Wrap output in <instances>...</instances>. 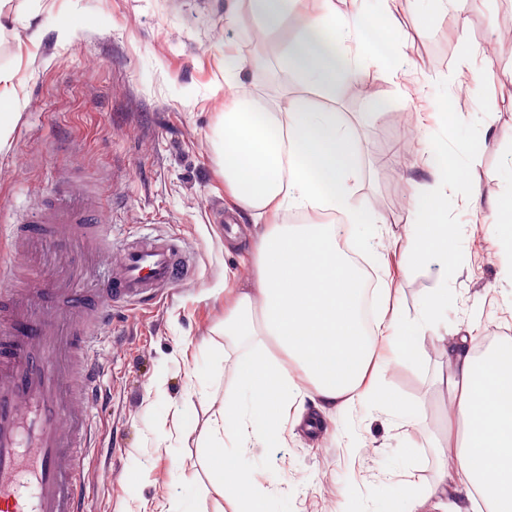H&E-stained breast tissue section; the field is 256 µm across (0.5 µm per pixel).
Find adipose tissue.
<instances>
[{
  "instance_id": "ef3b65f1",
  "label": "adipose tissue",
  "mask_w": 512,
  "mask_h": 512,
  "mask_svg": "<svg viewBox=\"0 0 512 512\" xmlns=\"http://www.w3.org/2000/svg\"><path fill=\"white\" fill-rule=\"evenodd\" d=\"M322 4L319 15L298 20L292 47L279 52L284 67L302 76L304 92H280L275 106L261 112L254 86L241 77L243 64L224 70L227 101L214 129L217 162L234 207L261 223L241 258L247 276L230 288L224 303V334L236 340L268 337L281 356L236 362L235 382L225 388L208 428L211 459L223 454L226 434L234 435L240 449L280 435L291 409L307 399L326 413L359 403L399 410L396 397L378 385L386 361L376 357L375 345L387 342L396 359L415 356L429 325L448 308L456 230L447 213L459 179L447 157L417 203L404 249L405 270L440 264L436 287L406 327L383 314L373 326L363 322L364 273L347 253L373 248L383 221L359 210L352 198L360 170L350 126L342 113L316 108L305 91L325 98L353 75L356 66L344 47L364 43L366 30L387 48L396 35L385 13L340 15L335 0ZM291 210L338 214L343 221L281 223ZM446 356L453 388L448 421L462 425L463 433L449 446L424 497L453 488L479 499L486 512H512V343L479 355L462 335L449 343ZM212 490L232 498L235 512H263L257 480L228 467L213 473L210 486L189 483L182 512H201Z\"/></svg>"
}]
</instances>
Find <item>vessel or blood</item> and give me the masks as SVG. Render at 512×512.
I'll return each instance as SVG.
<instances>
[{"instance_id":"1","label":"vessel or blood","mask_w":512,"mask_h":512,"mask_svg":"<svg viewBox=\"0 0 512 512\" xmlns=\"http://www.w3.org/2000/svg\"><path fill=\"white\" fill-rule=\"evenodd\" d=\"M111 225L83 190L9 225L14 259L0 263V512H88L85 460L97 445L92 409L102 386L97 347L112 310L158 298L189 274L171 236L123 245L99 287H83Z\"/></svg>"}]
</instances>
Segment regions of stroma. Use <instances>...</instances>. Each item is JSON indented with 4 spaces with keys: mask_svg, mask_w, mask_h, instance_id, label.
I'll list each match as a JSON object with an SVG mask.
<instances>
[{
    "mask_svg": "<svg viewBox=\"0 0 512 512\" xmlns=\"http://www.w3.org/2000/svg\"><path fill=\"white\" fill-rule=\"evenodd\" d=\"M17 14L0 35V67L17 72L19 116L0 150V228L36 208L65 181L88 185L112 241L172 234L193 268L160 303L118 313L97 355L106 385L94 419L99 446L86 462L89 512H142L144 504L179 512L184 474L198 470L199 436L235 361L257 349L277 355L263 336L224 338V290L252 240L249 216L228 236L224 177L212 146L224 110V69L279 45L283 31L258 35L246 0H13ZM387 22L406 61L393 70L349 52L376 99L336 86L337 111L352 126L362 175L355 204L384 221L383 268L376 288H392L397 320L415 318L435 269L402 273L401 241L441 154L453 156L482 203L448 208L456 228V272L448 309L411 360L390 361L380 379L404 417L359 404L325 418L313 435L289 423L276 441L240 454L225 437L226 460L265 486L266 512H405L406 492L432 485L448 440L450 397L444 351L454 332L476 352L512 341V247L485 221L507 189L512 168V56L484 54L504 26L496 0L468 13L476 51L463 58L451 20L431 0H391ZM494 69L485 104L459 93L458 75ZM450 103L459 122L444 131Z\"/></svg>",
    "mask_w": 512,
    "mask_h": 512,
    "instance_id": "1",
    "label": "stroma"
}]
</instances>
